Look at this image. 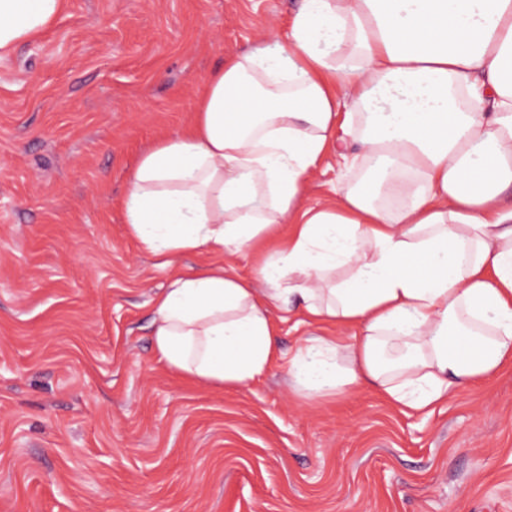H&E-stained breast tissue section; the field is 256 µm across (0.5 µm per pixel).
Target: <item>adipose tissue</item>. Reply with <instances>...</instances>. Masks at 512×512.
Masks as SVG:
<instances>
[{"label":"adipose tissue","instance_id":"1","mask_svg":"<svg viewBox=\"0 0 512 512\" xmlns=\"http://www.w3.org/2000/svg\"><path fill=\"white\" fill-rule=\"evenodd\" d=\"M66 6L0 0V58ZM193 112L139 158L129 236L172 259L294 230L259 283L187 269L153 298L168 369L236 389L284 360L312 396L370 385L419 410L512 368V0H300L286 34L225 57ZM339 130L371 186L302 209ZM285 307L316 329L288 358L271 318Z\"/></svg>","mask_w":512,"mask_h":512}]
</instances>
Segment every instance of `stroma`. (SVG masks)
Here are the masks:
<instances>
[{"instance_id": "1", "label": "stroma", "mask_w": 512, "mask_h": 512, "mask_svg": "<svg viewBox=\"0 0 512 512\" xmlns=\"http://www.w3.org/2000/svg\"><path fill=\"white\" fill-rule=\"evenodd\" d=\"M298 5L68 0L0 59V512H512V372L429 414L366 387L307 398L283 363L206 386L154 351L150 301L175 267L126 232L130 170ZM352 149L320 159L303 206L362 185ZM273 248L177 267L253 280Z\"/></svg>"}]
</instances>
